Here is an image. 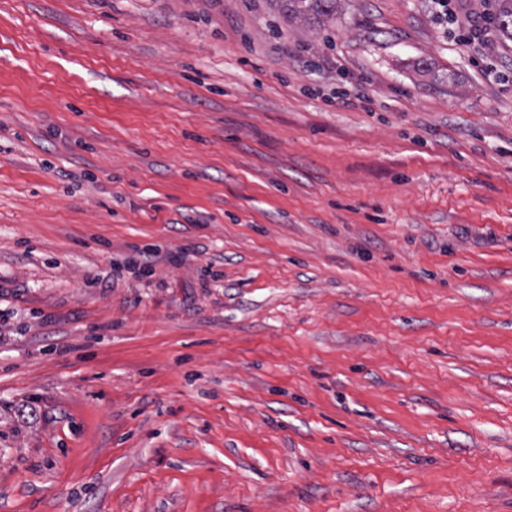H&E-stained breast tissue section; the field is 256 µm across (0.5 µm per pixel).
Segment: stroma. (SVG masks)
Segmentation results:
<instances>
[{
  "label": "stroma",
  "instance_id": "stroma-1",
  "mask_svg": "<svg viewBox=\"0 0 512 512\" xmlns=\"http://www.w3.org/2000/svg\"><path fill=\"white\" fill-rule=\"evenodd\" d=\"M483 67L429 0H0V512H512ZM291 16L302 17L321 22L331 19L336 14L337 0H285ZM313 16V17H309Z\"/></svg>",
  "mask_w": 512,
  "mask_h": 512
}]
</instances>
